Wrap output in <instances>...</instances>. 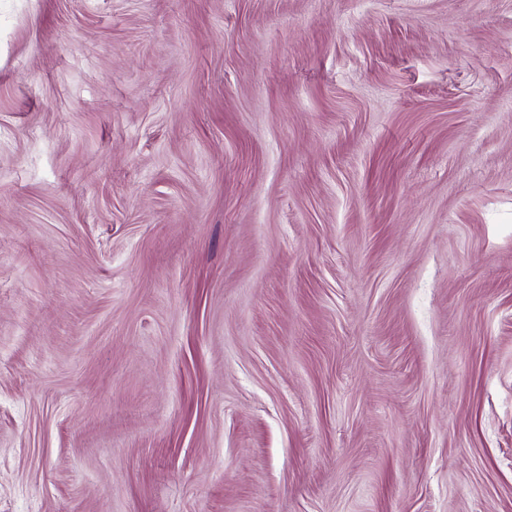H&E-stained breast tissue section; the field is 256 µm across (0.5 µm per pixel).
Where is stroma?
I'll return each mask as SVG.
<instances>
[{
  "mask_svg": "<svg viewBox=\"0 0 512 512\" xmlns=\"http://www.w3.org/2000/svg\"><path fill=\"white\" fill-rule=\"evenodd\" d=\"M0 512H512V0H0Z\"/></svg>",
  "mask_w": 512,
  "mask_h": 512,
  "instance_id": "stroma-1",
  "label": "stroma"
}]
</instances>
